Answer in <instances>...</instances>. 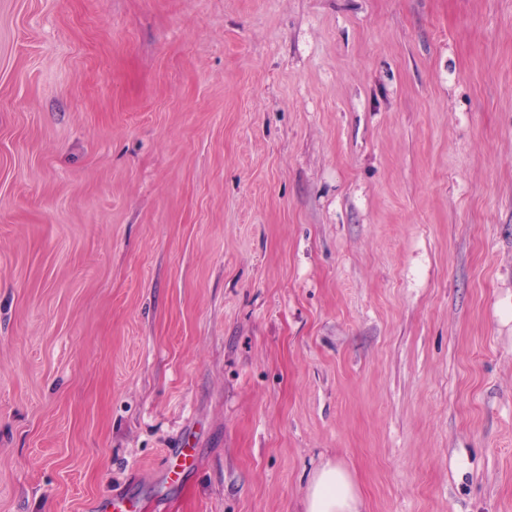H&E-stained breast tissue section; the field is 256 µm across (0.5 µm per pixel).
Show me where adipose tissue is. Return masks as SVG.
<instances>
[{
	"mask_svg": "<svg viewBox=\"0 0 512 512\" xmlns=\"http://www.w3.org/2000/svg\"><path fill=\"white\" fill-rule=\"evenodd\" d=\"M362 500L346 468L326 463L313 476L303 512H361Z\"/></svg>",
	"mask_w": 512,
	"mask_h": 512,
	"instance_id": "1",
	"label": "adipose tissue"
}]
</instances>
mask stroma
Here are the masks:
<instances>
[{"label": "stroma", "mask_w": 512, "mask_h": 512, "mask_svg": "<svg viewBox=\"0 0 512 512\" xmlns=\"http://www.w3.org/2000/svg\"><path fill=\"white\" fill-rule=\"evenodd\" d=\"M330 460L512 512V0H0V512Z\"/></svg>", "instance_id": "stroma-1"}]
</instances>
